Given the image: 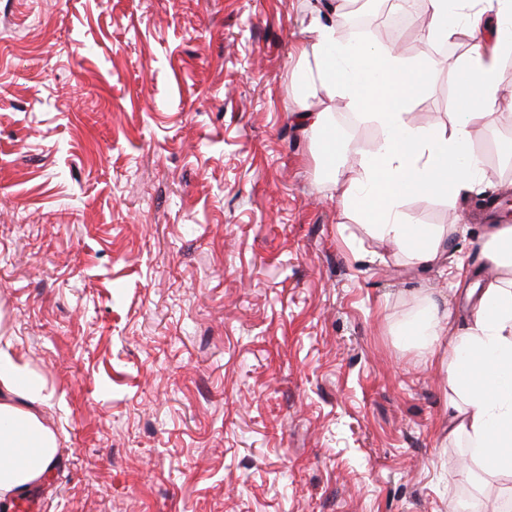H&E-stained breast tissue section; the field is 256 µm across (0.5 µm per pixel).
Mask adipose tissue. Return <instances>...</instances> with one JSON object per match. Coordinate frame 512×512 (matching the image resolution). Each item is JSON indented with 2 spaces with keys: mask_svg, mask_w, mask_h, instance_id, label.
Returning <instances> with one entry per match:
<instances>
[{
  "mask_svg": "<svg viewBox=\"0 0 512 512\" xmlns=\"http://www.w3.org/2000/svg\"><path fill=\"white\" fill-rule=\"evenodd\" d=\"M427 9L431 38L476 41L451 73L460 93L449 126L409 118L429 64L344 40L338 12L310 19L298 75L300 85L322 86L380 128L379 141L356 159L357 175L340 203L416 266L440 262L456 227L412 223L403 201L410 195L456 197L484 183L487 171L472 148V133L488 122L484 107L503 90L500 61L512 55V0H427ZM483 252L498 274L471 289L469 320L453 325L448 310L429 299L401 334L435 357L448 381L449 439L466 438L483 475L511 477L512 225H490ZM47 398L28 366L0 347V504L39 483L61 453L55 433L41 420Z\"/></svg>",
  "mask_w": 512,
  "mask_h": 512,
  "instance_id": "obj_1",
  "label": "adipose tissue"
}]
</instances>
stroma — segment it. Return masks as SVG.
<instances>
[{
    "label": "stroma",
    "instance_id": "35a3bbf8",
    "mask_svg": "<svg viewBox=\"0 0 512 512\" xmlns=\"http://www.w3.org/2000/svg\"><path fill=\"white\" fill-rule=\"evenodd\" d=\"M377 3L368 45L433 65L411 120L447 123L470 39L392 34ZM349 4L0 0V338L62 438L37 512H512V482L474 481L446 439L443 373L395 333L431 294L465 320L492 277L512 101L473 133L479 193L406 199L459 226L439 264H408L343 211L354 168H326L293 115L378 139L295 81L310 17Z\"/></svg>",
    "mask_w": 512,
    "mask_h": 512
}]
</instances>
